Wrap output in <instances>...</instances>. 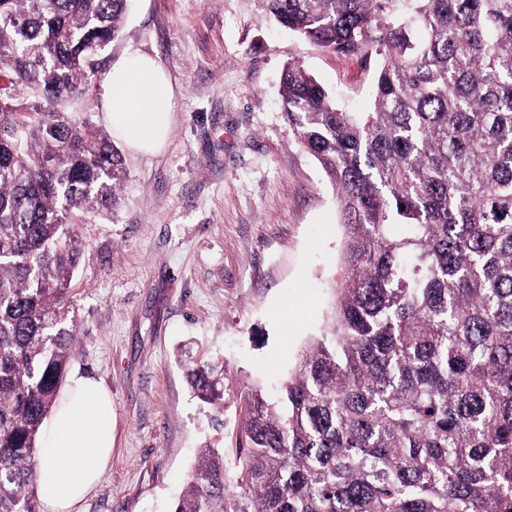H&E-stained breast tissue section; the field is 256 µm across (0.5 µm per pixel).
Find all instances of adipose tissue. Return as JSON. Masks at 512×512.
Here are the masks:
<instances>
[{
  "mask_svg": "<svg viewBox=\"0 0 512 512\" xmlns=\"http://www.w3.org/2000/svg\"><path fill=\"white\" fill-rule=\"evenodd\" d=\"M174 102L173 84L157 61L133 51L112 65L102 109L116 138L132 151L154 154L171 132ZM111 414L103 382L71 370L39 448L37 485L44 512H77L97 485L112 457Z\"/></svg>",
  "mask_w": 512,
  "mask_h": 512,
  "instance_id": "obj_1",
  "label": "adipose tissue"
}]
</instances>
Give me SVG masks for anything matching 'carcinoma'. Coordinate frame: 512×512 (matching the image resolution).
I'll return each mask as SVG.
<instances>
[{
	"mask_svg": "<svg viewBox=\"0 0 512 512\" xmlns=\"http://www.w3.org/2000/svg\"><path fill=\"white\" fill-rule=\"evenodd\" d=\"M264 2L320 48L386 59L370 112L282 69L346 229L332 322L276 396L241 387L235 470L204 446L172 512H512V0ZM127 9L0 0V512H37L76 225L124 179L112 135L58 107L94 85ZM186 377L222 414L224 365Z\"/></svg>",
	"mask_w": 512,
	"mask_h": 512,
	"instance_id": "obj_1",
	"label": "carcinoma"
}]
</instances>
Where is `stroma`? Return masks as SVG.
Returning a JSON list of instances; mask_svg holds the SVG:
<instances>
[{
  "instance_id": "obj_1",
  "label": "stroma",
  "mask_w": 512,
  "mask_h": 512,
  "mask_svg": "<svg viewBox=\"0 0 512 512\" xmlns=\"http://www.w3.org/2000/svg\"><path fill=\"white\" fill-rule=\"evenodd\" d=\"M156 57L176 93L157 155L124 151L113 214L79 225L70 367L112 394V463L83 512H171L203 444L230 447L239 389L274 387L325 329L339 280L336 189L282 114L300 62L349 112L372 104L380 56L324 50L262 0H131L106 63ZM224 362V413L194 397L189 356Z\"/></svg>"
}]
</instances>
